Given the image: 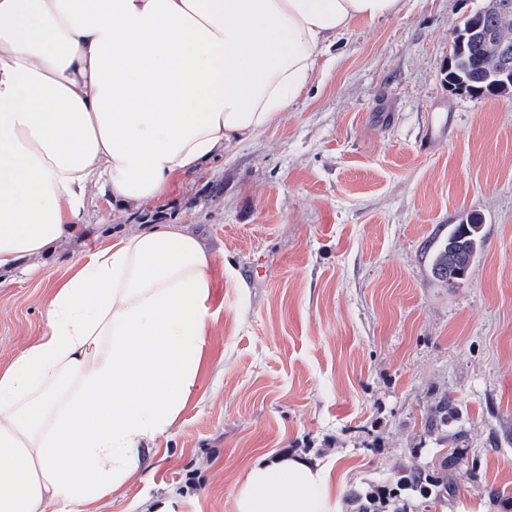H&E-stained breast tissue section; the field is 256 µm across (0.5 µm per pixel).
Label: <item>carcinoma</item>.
I'll list each match as a JSON object with an SVG mask.
<instances>
[{"label":"carcinoma","mask_w":512,"mask_h":512,"mask_svg":"<svg viewBox=\"0 0 512 512\" xmlns=\"http://www.w3.org/2000/svg\"><path fill=\"white\" fill-rule=\"evenodd\" d=\"M497 0H484L483 5L471 14L457 30L454 42L460 57L453 60L448 70V86L475 98L498 95L512 91V84L504 87L496 77L498 64L494 44L487 40L492 34L507 36L512 43V6L504 15L495 7ZM483 242L481 224L472 221L456 224L448 231V239L435 254L433 273L454 283L462 279L474 262ZM458 413L450 400H445L428 420L433 428L448 422Z\"/></svg>","instance_id":"cac0c4a2"}]
</instances>
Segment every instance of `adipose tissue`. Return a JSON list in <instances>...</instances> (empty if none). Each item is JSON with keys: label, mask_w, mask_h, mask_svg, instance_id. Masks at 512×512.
I'll return each instance as SVG.
<instances>
[{"label": "adipose tissue", "mask_w": 512, "mask_h": 512, "mask_svg": "<svg viewBox=\"0 0 512 512\" xmlns=\"http://www.w3.org/2000/svg\"><path fill=\"white\" fill-rule=\"evenodd\" d=\"M401 0H0V271L266 128L330 46ZM211 253L158 224L84 255L0 366V512H88L139 478L204 362ZM236 512H341L323 464L258 458Z\"/></svg>", "instance_id": "obj_1"}]
</instances>
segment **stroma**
<instances>
[{"label": "stroma", "instance_id": "obj_1", "mask_svg": "<svg viewBox=\"0 0 512 512\" xmlns=\"http://www.w3.org/2000/svg\"><path fill=\"white\" fill-rule=\"evenodd\" d=\"M481 5L402 0L355 22L266 129L146 207L89 193L78 236L0 274L3 365L43 335L52 288L86 252L182 224L213 255L192 400L152 443L148 479L92 512H235L249 462L290 452L329 466L344 512L409 472L448 491L406 512H512V92L475 99L447 78ZM470 218L483 249L450 285L430 256ZM446 398L459 420L427 428Z\"/></svg>", "mask_w": 512, "mask_h": 512}]
</instances>
